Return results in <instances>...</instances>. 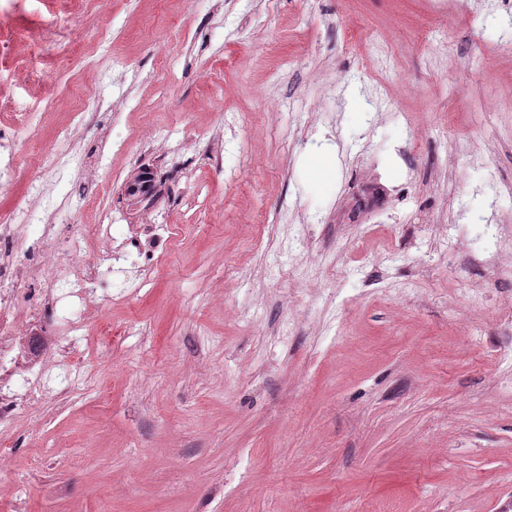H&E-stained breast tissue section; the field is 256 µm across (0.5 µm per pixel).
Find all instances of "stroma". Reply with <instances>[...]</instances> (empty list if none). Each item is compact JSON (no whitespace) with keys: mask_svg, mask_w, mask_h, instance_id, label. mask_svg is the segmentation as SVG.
<instances>
[{"mask_svg":"<svg viewBox=\"0 0 512 512\" xmlns=\"http://www.w3.org/2000/svg\"><path fill=\"white\" fill-rule=\"evenodd\" d=\"M388 38L398 51L369 69ZM434 105L410 162V116ZM494 105L481 122L485 105ZM95 113L93 127L75 113ZM73 141L45 182L50 224L164 218L142 286L84 300L83 392L20 409L0 488L25 512H503L512 389L501 336L455 292V263L512 215V11L477 0H0V141L28 207L32 157ZM467 154L443 195L405 202ZM192 171L184 182V171ZM151 179L150 207L124 192ZM383 218L365 232L369 214ZM464 245L430 249V216ZM308 237L314 248L289 251ZM392 254L390 262L378 256ZM349 278L326 283L342 261ZM303 277L281 276L287 264ZM325 288L311 290V280ZM126 329L99 360V322Z\"/></svg>","mask_w":512,"mask_h":512,"instance_id":"35a3bbf8","label":"stroma"}]
</instances>
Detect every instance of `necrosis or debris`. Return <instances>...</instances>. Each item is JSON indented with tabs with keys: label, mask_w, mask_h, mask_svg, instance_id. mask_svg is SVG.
<instances>
[{
	"label": "necrosis or debris",
	"mask_w": 512,
	"mask_h": 512,
	"mask_svg": "<svg viewBox=\"0 0 512 512\" xmlns=\"http://www.w3.org/2000/svg\"><path fill=\"white\" fill-rule=\"evenodd\" d=\"M104 240L98 261L85 262L82 243L87 233ZM165 225L143 224L119 248H112L111 227L93 229L71 224H43L37 211L28 208L0 222V241L11 243L0 250V470L11 462L15 415L24 406H34L46 395L61 397L76 390L78 373L68 363L79 349L88 317L74 311L72 318L56 322L58 303L66 298L84 299L105 283L128 287V273L138 270L149 279L156 270V256L149 244L160 242ZM482 270L489 283L512 281V217L500 220L491 251L477 264H461L454 271L460 294L469 296L473 312L460 320L461 333H471L476 321L489 320L512 327V305H489L473 286L475 270Z\"/></svg>",
	"instance_id": "obj_1"
}]
</instances>
